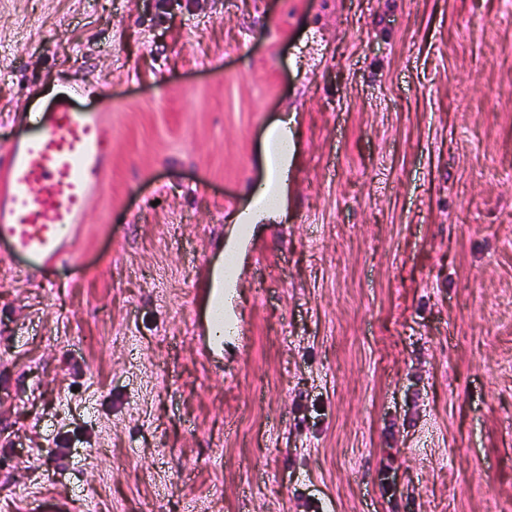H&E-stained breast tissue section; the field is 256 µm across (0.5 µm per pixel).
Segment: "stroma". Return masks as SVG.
Here are the masks:
<instances>
[{"mask_svg": "<svg viewBox=\"0 0 512 512\" xmlns=\"http://www.w3.org/2000/svg\"><path fill=\"white\" fill-rule=\"evenodd\" d=\"M55 86L112 159L52 287L0 265V512H512L506 0H0V150ZM276 140L284 144V148L275 152L274 157L270 153V141ZM296 144L288 128V121L273 128L267 137L264 151V164L266 175L262 185H268L265 194V207L259 206L257 199L253 196L251 208L239 214L238 224L250 227L251 224H258L253 218L256 211L277 213L285 206V191L288 183V168L296 152ZM271 198L272 202H268ZM241 265L239 264V256L236 253V262L234 265V272L232 275H224L222 271L214 272L211 265L204 268L202 273L203 292L205 298L208 300L211 297L216 298L215 306L220 308L221 316L224 317V335L223 336H210L208 328L204 335H200V352L203 356H208L214 353L215 346L223 344L226 339L236 337L243 331L242 326L238 321L232 320V315L228 305V295L230 288H224V282L237 281ZM30 512H80L76 500L57 496H40L27 508Z\"/></svg>", "mask_w": 512, "mask_h": 512, "instance_id": "1", "label": "stroma"}]
</instances>
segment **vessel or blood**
<instances>
[{"label":"vessel or blood","instance_id":"vessel-or-blood-1","mask_svg":"<svg viewBox=\"0 0 512 512\" xmlns=\"http://www.w3.org/2000/svg\"><path fill=\"white\" fill-rule=\"evenodd\" d=\"M110 163V134L100 110L80 108L74 94L58 96L42 113L33 133L0 156V245L5 262L23 260L19 273L40 280L43 266L63 260L76 229L99 195ZM224 273L205 267V297L214 299L224 319L223 336L200 337L210 355L223 339L239 335L232 320ZM30 512H80L75 500L43 496Z\"/></svg>","mask_w":512,"mask_h":512}]
</instances>
